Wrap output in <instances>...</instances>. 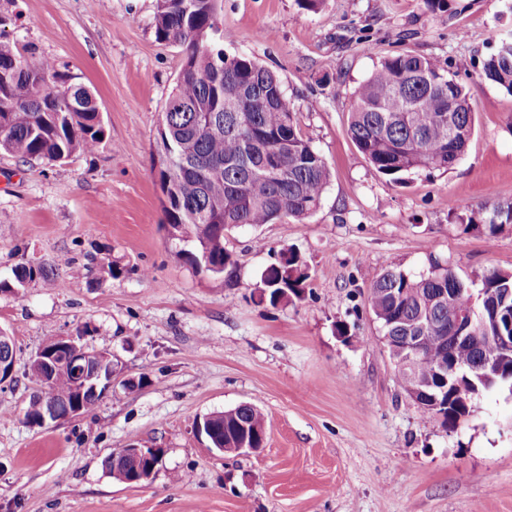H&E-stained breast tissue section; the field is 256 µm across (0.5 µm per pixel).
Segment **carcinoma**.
Returning <instances> with one entry per match:
<instances>
[{
    "mask_svg": "<svg viewBox=\"0 0 512 512\" xmlns=\"http://www.w3.org/2000/svg\"><path fill=\"white\" fill-rule=\"evenodd\" d=\"M219 0H158L154 16L156 40L186 47V60L162 113L164 154L160 184L166 197L165 224L175 239L193 244L191 265L202 273L233 278L237 262L224 248L228 226H260L291 220L304 223L319 206L330 179L323 157L301 133L294 105L280 80L268 69L242 56H228L215 41L220 34ZM485 76L512 93V39H503L484 64ZM474 131V116L465 88L434 60L410 53L385 58L355 92L348 133L373 169L394 181L419 169L450 170L448 161L462 155ZM104 129L93 91L58 70L48 58L17 52L0 40V151L23 162H61L77 151L92 152ZM490 234L512 224V206H494L475 216ZM50 276L43 265L21 266L15 283ZM308 266L294 251L285 263L267 268L255 283L261 297L276 307L301 300ZM496 293L512 307V271L488 270L478 281L465 280L439 264L426 275L385 270L370 289L369 304L379 323L390 357L398 367L397 384L407 395L415 379L434 369L432 356L456 366V385L442 398L448 406L418 405L422 417L442 419L453 429L470 414L473 402L496 389L484 384L474 368L482 359L512 365L490 340L493 317L473 315L481 340L453 343L448 323L458 313L482 305L473 296ZM422 336L424 353L406 349V337ZM50 400L65 415L78 402L91 410L105 385L80 390L75 368L59 356L47 372ZM43 410L39 396L30 399L25 423L35 426ZM210 442L227 454L247 442L266 437L262 412L240 404L212 414ZM145 462L133 460L106 467L119 482Z\"/></svg>",
    "mask_w": 512,
    "mask_h": 512,
    "instance_id": "1",
    "label": "carcinoma"
}]
</instances>
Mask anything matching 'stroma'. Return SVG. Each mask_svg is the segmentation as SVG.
Returning <instances> with one entry per match:
<instances>
[{
    "label": "stroma",
    "mask_w": 512,
    "mask_h": 512,
    "mask_svg": "<svg viewBox=\"0 0 512 512\" xmlns=\"http://www.w3.org/2000/svg\"><path fill=\"white\" fill-rule=\"evenodd\" d=\"M156 5L0 0V38L90 87L104 128L96 150L53 165L0 153V282L53 269L0 291L16 347L0 384V512H512V394L481 395L452 430L421 417L368 305L391 267L512 271V224L491 235L463 221L512 204V94L483 71L512 37V0H221L225 53L277 75L331 172L305 223L226 233L230 280L197 272L165 223L159 127L186 53L156 41ZM405 52L455 74L475 132L448 172L396 183L347 129L359 84ZM290 248L308 288L273 307L254 285ZM62 337L118 370L91 411L28 426L29 359ZM242 403L264 415V448L211 450L198 421ZM131 443L163 451L139 486L105 467Z\"/></svg>",
    "instance_id": "1"
}]
</instances>
